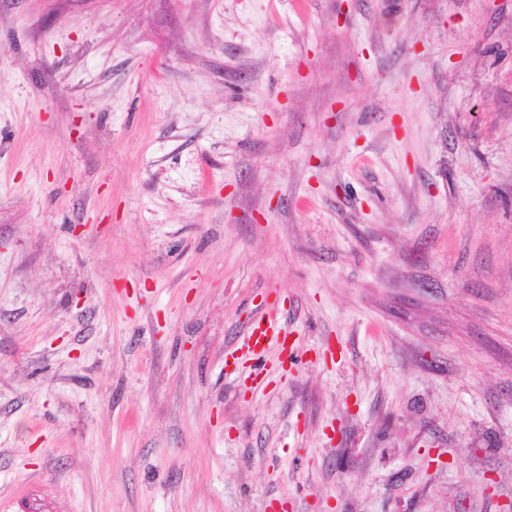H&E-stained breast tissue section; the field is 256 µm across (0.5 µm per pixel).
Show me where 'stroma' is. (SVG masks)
Instances as JSON below:
<instances>
[{
    "label": "stroma",
    "mask_w": 512,
    "mask_h": 512,
    "mask_svg": "<svg viewBox=\"0 0 512 512\" xmlns=\"http://www.w3.org/2000/svg\"><path fill=\"white\" fill-rule=\"evenodd\" d=\"M510 500L512 0H0V512ZM288 329L279 321V319L271 314L265 312L261 318L256 319L251 330L246 337L242 348L246 349V355L256 356L263 353L265 346L271 343H280L284 351H286V357L292 358L295 353V347L291 343L288 344Z\"/></svg>",
    "instance_id": "1"
}]
</instances>
